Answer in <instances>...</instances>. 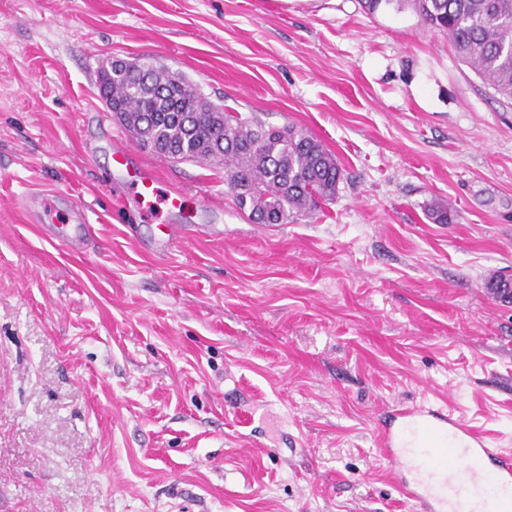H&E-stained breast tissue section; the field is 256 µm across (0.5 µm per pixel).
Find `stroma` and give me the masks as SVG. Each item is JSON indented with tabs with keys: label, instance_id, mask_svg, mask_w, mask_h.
I'll use <instances>...</instances> for the list:
<instances>
[{
	"label": "stroma",
	"instance_id": "35a3bbf8",
	"mask_svg": "<svg viewBox=\"0 0 512 512\" xmlns=\"http://www.w3.org/2000/svg\"><path fill=\"white\" fill-rule=\"evenodd\" d=\"M113 59L308 129L335 200L256 224L223 168L134 141L159 179L138 208ZM35 192L85 210L83 255L39 234ZM162 224L202 234L162 252ZM509 275L512 103L413 11L0 0V512H421L379 430L443 407L512 449V304L486 288Z\"/></svg>",
	"mask_w": 512,
	"mask_h": 512
}]
</instances>
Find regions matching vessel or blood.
I'll use <instances>...</instances> for the list:
<instances>
[{
	"label": "vessel or blood",
	"mask_w": 512,
	"mask_h": 512,
	"mask_svg": "<svg viewBox=\"0 0 512 512\" xmlns=\"http://www.w3.org/2000/svg\"><path fill=\"white\" fill-rule=\"evenodd\" d=\"M112 160L116 170L135 177L141 200L155 195V175L131 167L127 146H118ZM53 234L79 254L92 239L93 226L77 208L72 223L54 225ZM419 436L452 441L450 464L427 467L428 450L415 442ZM381 445L423 512H512V451L487 447L463 420L434 409L405 408L383 427Z\"/></svg>",
	"instance_id": "b4317fda"
}]
</instances>
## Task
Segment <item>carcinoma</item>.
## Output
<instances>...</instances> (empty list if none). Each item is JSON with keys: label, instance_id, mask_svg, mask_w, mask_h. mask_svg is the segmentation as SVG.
Returning <instances> with one entry per match:
<instances>
[{"label": "carcinoma", "instance_id": "carcinoma-1", "mask_svg": "<svg viewBox=\"0 0 512 512\" xmlns=\"http://www.w3.org/2000/svg\"><path fill=\"white\" fill-rule=\"evenodd\" d=\"M383 4L408 7L446 32L458 57L495 94L512 100V0H365L371 13ZM100 93L139 141L162 143L159 157L224 165L236 207L256 224L311 218L336 198L340 163L301 126H272L254 112L218 107L165 67L144 73L133 64L116 67Z\"/></svg>", "mask_w": 512, "mask_h": 512}]
</instances>
